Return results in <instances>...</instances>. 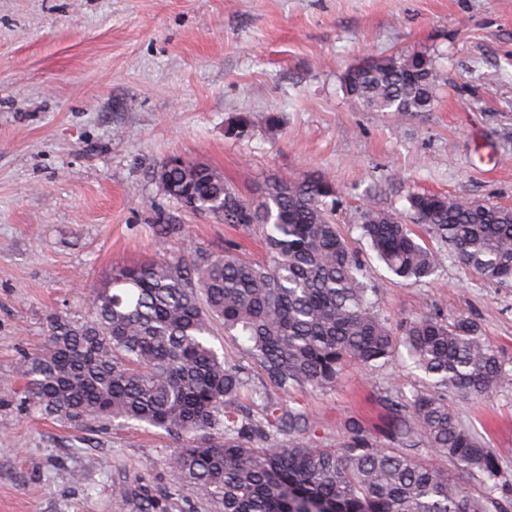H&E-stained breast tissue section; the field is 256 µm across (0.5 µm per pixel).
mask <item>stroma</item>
I'll list each match as a JSON object with an SVG mask.
<instances>
[{"instance_id":"35a3bbf8","label":"stroma","mask_w":512,"mask_h":512,"mask_svg":"<svg viewBox=\"0 0 512 512\" xmlns=\"http://www.w3.org/2000/svg\"><path fill=\"white\" fill-rule=\"evenodd\" d=\"M414 52L437 61L430 111L374 112L346 94L349 67ZM242 115L249 133L229 134ZM174 157L207 163L248 199L275 178L329 175L339 230L392 331L462 313L512 370V288L431 238L435 274L399 280L360 229L365 206L406 217L417 192L512 207V0H0V512H216L182 487L176 437L48 420L26 393L50 316H87L84 295L113 267L264 258L261 226L163 194L154 173ZM210 342L244 367L250 414L305 407L317 448L342 445L352 421L390 447L397 404L432 390L403 348L372 370L344 366L334 386L284 393L245 337L219 327ZM447 398L512 484V381Z\"/></svg>"}]
</instances>
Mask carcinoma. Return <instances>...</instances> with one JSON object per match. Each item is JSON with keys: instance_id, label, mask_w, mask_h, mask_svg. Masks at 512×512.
<instances>
[{"instance_id": "1", "label": "carcinoma", "mask_w": 512, "mask_h": 512, "mask_svg": "<svg viewBox=\"0 0 512 512\" xmlns=\"http://www.w3.org/2000/svg\"><path fill=\"white\" fill-rule=\"evenodd\" d=\"M436 64L416 54L372 57L343 75L346 92L374 112H425L435 94ZM165 195L226 224L265 227L266 260L232 254L151 261L112 268L103 287L84 296L86 320L49 319L44 350L26 361L28 398L41 414L73 425L136 420L170 435H190L171 464L183 486L217 512H487L506 493L493 449L457 421L448 400L414 396L393 430L395 448H375L350 423V440L331 451L308 441L315 422L303 407L263 419L243 415L248 383L218 355L214 323L247 338L271 385L336 383L340 366L366 369L403 343L436 387L471 396L512 376L478 325L460 314L423 316L391 331L375 311L357 252L335 222L336 187L323 174L276 179L246 199L203 162L157 167ZM416 223L466 266L499 287H512V208L413 193ZM362 234L388 271L421 281L434 253L401 216L374 207L361 213ZM286 432L283 442L277 435ZM426 446L485 477L486 496L423 465Z\"/></svg>"}]
</instances>
